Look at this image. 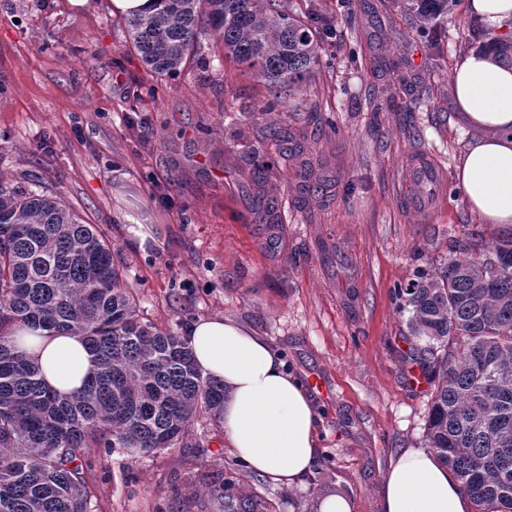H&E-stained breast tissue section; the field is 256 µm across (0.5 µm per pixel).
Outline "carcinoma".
Masks as SVG:
<instances>
[{"instance_id":"1","label":"carcinoma","mask_w":512,"mask_h":512,"mask_svg":"<svg viewBox=\"0 0 512 512\" xmlns=\"http://www.w3.org/2000/svg\"><path fill=\"white\" fill-rule=\"evenodd\" d=\"M455 0H407L410 24L439 46ZM131 45L160 78L205 57L210 42L259 77L287 107L313 81L333 20L290 0H158L123 18ZM512 65V32L486 44ZM279 162L297 160L292 133L267 126ZM457 254L394 289L397 309L427 383L434 384L425 447L455 474L474 512H512V225L490 241L474 230ZM77 334L98 371L61 396L12 345L17 326ZM224 383L201 376L182 336L142 321L112 244L55 197L0 177V512H93L84 480L92 448L131 457L170 447L194 418L223 422ZM194 479L208 512H277L224 471Z\"/></svg>"}]
</instances>
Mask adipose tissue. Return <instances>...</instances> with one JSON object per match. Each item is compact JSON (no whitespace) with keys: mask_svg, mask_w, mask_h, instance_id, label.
I'll list each match as a JSON object with an SVG mask.
<instances>
[{"mask_svg":"<svg viewBox=\"0 0 512 512\" xmlns=\"http://www.w3.org/2000/svg\"><path fill=\"white\" fill-rule=\"evenodd\" d=\"M456 105L468 122L487 129L470 144L459 167L468 207L490 224L512 223V67L484 52L462 55L453 70ZM15 345L61 394L79 390L95 368L80 337L16 327ZM185 341L203 377L222 380L224 437L250 471L292 485L309 470L318 444L316 413L301 381L263 337L210 317L187 330ZM382 512H472L452 472L421 448L405 449L384 474Z\"/></svg>","mask_w":512,"mask_h":512,"instance_id":"1","label":"adipose tissue"}]
</instances>
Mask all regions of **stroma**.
<instances>
[{"mask_svg": "<svg viewBox=\"0 0 512 512\" xmlns=\"http://www.w3.org/2000/svg\"><path fill=\"white\" fill-rule=\"evenodd\" d=\"M373 2L368 13L363 0H315L336 35L314 81L277 114L265 109L264 83L219 47L157 77L109 0H0V175L61 198L104 234L143 321L181 335L219 316L263 336L317 413L316 455L290 487L246 472L205 415L148 455L92 450L94 512H179L204 501L186 476L208 468L245 473L278 512H314L333 491L356 512H381L390 463L424 447L432 390L413 381L392 292L471 228L497 232L456 178L481 137L452 88L476 19L459 0L434 51L405 24L401 0ZM272 123L294 134L328 189L316 200L299 167H274L262 186L276 208L266 220L253 211L252 160L271 153ZM419 153L434 157L442 181L408 179ZM418 189L428 209L412 206ZM134 226L144 242L132 241Z\"/></svg>", "mask_w": 512, "mask_h": 512, "instance_id": "obj_1", "label": "stroma"}]
</instances>
